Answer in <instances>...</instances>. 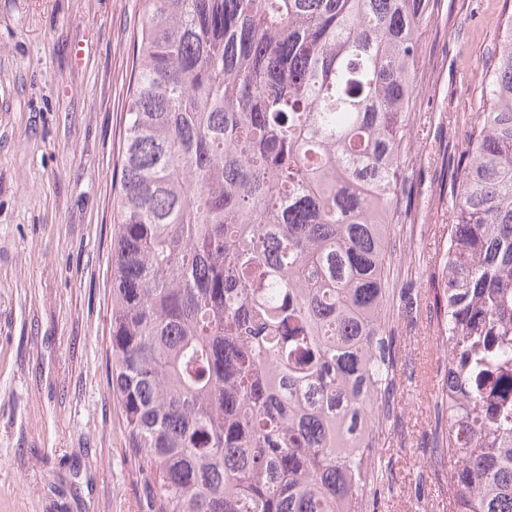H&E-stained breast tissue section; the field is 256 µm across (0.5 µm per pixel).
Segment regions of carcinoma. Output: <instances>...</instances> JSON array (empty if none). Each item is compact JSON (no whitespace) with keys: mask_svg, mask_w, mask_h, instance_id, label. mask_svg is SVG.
<instances>
[{"mask_svg":"<svg viewBox=\"0 0 512 512\" xmlns=\"http://www.w3.org/2000/svg\"><path fill=\"white\" fill-rule=\"evenodd\" d=\"M433 0H143L112 392L156 512H378L387 264ZM434 263L448 512H512V15Z\"/></svg>","mask_w":512,"mask_h":512,"instance_id":"cac0c4a2","label":"carcinoma"}]
</instances>
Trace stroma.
Segmentation results:
<instances>
[{
	"instance_id": "obj_1",
	"label": "stroma",
	"mask_w": 512,
	"mask_h": 512,
	"mask_svg": "<svg viewBox=\"0 0 512 512\" xmlns=\"http://www.w3.org/2000/svg\"><path fill=\"white\" fill-rule=\"evenodd\" d=\"M512 0H435L419 34L411 161L390 279L394 396L376 446L393 466L387 512H448L431 452L437 359L430 270L454 199L448 155L468 148L482 73ZM141 0H0V512H155L112 394V202Z\"/></svg>"
}]
</instances>
